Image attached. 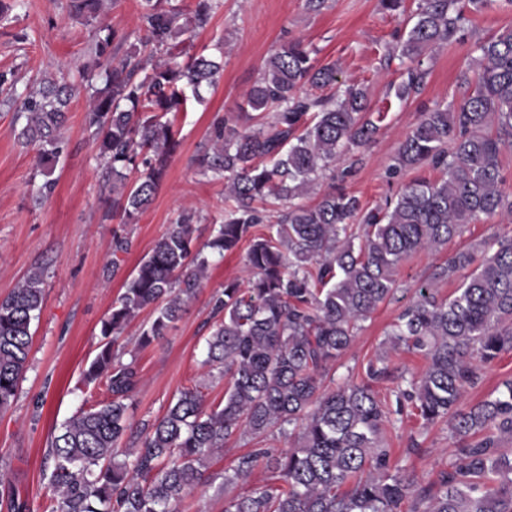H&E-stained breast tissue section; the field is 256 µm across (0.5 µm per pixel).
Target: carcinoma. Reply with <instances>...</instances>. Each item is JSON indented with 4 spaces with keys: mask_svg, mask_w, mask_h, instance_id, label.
Here are the masks:
<instances>
[{
    "mask_svg": "<svg viewBox=\"0 0 512 512\" xmlns=\"http://www.w3.org/2000/svg\"><path fill=\"white\" fill-rule=\"evenodd\" d=\"M107 0H70L71 14L95 25L90 52L105 66L90 87L85 123L112 176V219L135 224L153 202L179 146L170 116L202 101L224 71V55L172 53L182 37L207 25L219 0H140L139 42L119 58L116 32L102 22ZM492 0H417L411 27L396 46L408 61L390 86L405 101L424 85L425 50L461 37L469 16ZM475 86L460 101L421 117L400 143L392 173L432 166L443 178L414 179L385 205L364 210L360 200L331 185L314 205L304 197L344 153L370 144L380 129L368 115V91L348 85L338 96L300 94L338 82L334 66H317L302 42L281 45L236 110L216 118L196 159L202 174L224 181V221L194 248L197 215L178 213L169 231L129 275L102 321L101 349L85 371L107 398L81 410L54 435L43 478L58 494L51 512H178L186 493L204 479L209 458L236 436H263L288 425L292 446L276 458L247 451L224 473V485L245 482L262 459V484L225 501L224 512H512V457L498 452L512 437V381L471 406L466 389L484 368L512 352V238L491 254L476 250L448 258L437 278L450 282L472 271L446 298L422 283L392 325V349L415 351L425 368L398 389L395 403L374 384L388 375L378 357L365 379L324 385L331 367L355 341L360 323L392 297L401 263L463 234L483 217H512L501 190V156L512 147V28L476 44ZM5 100H19L14 125L24 144L43 148L40 193L56 185L54 163L68 151L61 133L77 88L43 78L30 90L0 74ZM265 231L255 232L258 225ZM249 241L247 287L224 284L212 304L215 322L202 365L227 379L224 403L208 405L185 388L166 412L132 437L129 409L139 384L133 363L115 347L131 321L153 310L140 331L146 347L179 321L202 287L208 254ZM132 247L112 238V271ZM45 272L33 268L0 299V413L15 402L29 362L31 323L41 311ZM424 424L449 419L457 448L426 486L393 469L382 433L405 404Z\"/></svg>",
    "mask_w": 512,
    "mask_h": 512,
    "instance_id": "cac0c4a2",
    "label": "carcinoma"
}]
</instances>
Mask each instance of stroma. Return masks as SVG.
Masks as SVG:
<instances>
[{"label": "stroma", "mask_w": 512, "mask_h": 512, "mask_svg": "<svg viewBox=\"0 0 512 512\" xmlns=\"http://www.w3.org/2000/svg\"><path fill=\"white\" fill-rule=\"evenodd\" d=\"M9 21L0 26V72L10 73L18 89L35 80L76 72L89 63V26L69 13V0H0ZM512 27V6L494 0L474 15L465 40L447 43L424 56L428 71L419 94L401 101L389 91L399 81L400 65L389 60V49L406 28L405 17L386 11L380 0H327L318 12L307 11L304 0H224L205 28L188 34L184 49L215 54L223 44L224 73L203 101L178 113L175 127L180 145L150 207L137 223L118 226L112 219V194L103 185L102 165L85 126L86 92L69 106L64 135L69 151L56 165L57 185L49 198L37 197L30 178L38 162L39 145H22L12 128L13 107L0 103V298L10 294L29 270H45L44 299L33 320L29 364L12 408L0 415V484L25 500L29 512H49L53 492L42 476L49 443L62 424L79 410L105 399L104 388L86 384L83 373L102 343L101 322L123 291L128 275L169 230L177 212L193 209L201 221L195 247L210 239L224 219V183L203 175L194 162L206 141L215 115L240 103L260 77L262 68L281 44L300 40L316 48L317 65H336L340 85L358 84L369 91L370 114L384 113L380 132L369 146L353 150V168L342 185L365 208L383 204L408 181L440 179L439 170L426 166L391 174L400 142L422 112L461 98V73L471 71L477 41ZM125 230L132 239L120 264L112 262V235ZM512 237V219L493 218L469 225L460 238L432 251L420 252L398 269L396 292L367 319L354 343L336 362V383L360 382L367 360L387 355L391 377L381 392L397 387L400 377L422 371L421 355L390 350L387 333L413 296L419 282L434 280L440 297L454 289L434 274L448 257L472 246ZM245 248L212 255L207 278L183 318L166 336L139 347L141 327L152 318L142 311L120 340L122 362L134 363L141 383L129 411L140 426L160 417L179 391L199 389L207 404L224 397V378L207 372L201 361L209 334L213 297L226 282L247 276ZM419 442L410 452L411 442ZM287 434L272 429L259 438L236 437L208 464L205 478L189 493L180 512H224L225 499L262 483L267 476L257 467L248 482L225 486L224 472L235 457L254 448L284 451ZM385 444L402 473L419 484L432 482L445 468L455 448L446 421L422 426L412 413L385 433Z\"/></svg>", "instance_id": "35a3bbf8"}]
</instances>
